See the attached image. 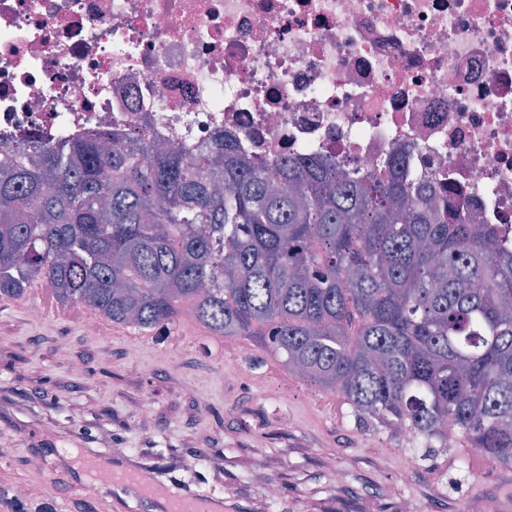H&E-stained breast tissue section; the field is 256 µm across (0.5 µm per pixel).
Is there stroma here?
I'll return each instance as SVG.
<instances>
[{
    "label": "stroma",
    "mask_w": 512,
    "mask_h": 512,
    "mask_svg": "<svg viewBox=\"0 0 512 512\" xmlns=\"http://www.w3.org/2000/svg\"><path fill=\"white\" fill-rule=\"evenodd\" d=\"M34 302L28 293L0 305V448L9 451L0 483L29 473L35 454L18 434L30 422L52 426L59 445L65 428L74 425L91 436L109 429L149 466H172L192 450L221 449L225 494L255 503L262 489L250 473L255 462L264 461L280 489L266 512H327L341 495L361 502V512H400L404 499L415 512H463L469 497L481 496L492 508L501 488L512 487V464L497 462L479 476L456 464V449L422 448L414 466L405 469L396 456L406 453V445L387 425L358 420L348 406L341 422L321 427L309 418L305 397L283 406L262 395L252 376L261 372L268 353L257 340H248L249 357L228 385L215 375V358L198 350L214 340L201 324L159 353L146 330L125 326L104 343L77 318L50 311L32 321ZM187 383L197 394L180 393ZM145 397L154 414L142 423L137 409ZM284 415L293 422L285 431L278 426ZM336 465L347 469L345 483L335 482Z\"/></svg>",
    "instance_id": "35a3bbf8"
}]
</instances>
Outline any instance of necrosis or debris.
Segmentation results:
<instances>
[{
	"label": "necrosis or debris",
	"mask_w": 512,
	"mask_h": 512,
	"mask_svg": "<svg viewBox=\"0 0 512 512\" xmlns=\"http://www.w3.org/2000/svg\"><path fill=\"white\" fill-rule=\"evenodd\" d=\"M144 125L190 165L392 161L512 242V0H0V163Z\"/></svg>",
	"instance_id": "4bbe7bcc"
}]
</instances>
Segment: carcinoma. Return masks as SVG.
<instances>
[{
  "label": "carcinoma",
  "instance_id": "1",
  "mask_svg": "<svg viewBox=\"0 0 512 512\" xmlns=\"http://www.w3.org/2000/svg\"><path fill=\"white\" fill-rule=\"evenodd\" d=\"M36 149L0 169V295L41 278L139 330L186 311L361 420L512 462V245L492 226L395 166L332 184L321 163L250 168L225 143L210 172L141 130Z\"/></svg>",
  "mask_w": 512,
  "mask_h": 512
}]
</instances>
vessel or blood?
I'll return each mask as SVG.
<instances>
[{"label":"vessel or blood","instance_id":"1","mask_svg":"<svg viewBox=\"0 0 512 512\" xmlns=\"http://www.w3.org/2000/svg\"><path fill=\"white\" fill-rule=\"evenodd\" d=\"M86 433L77 427L67 434L65 451L56 453L74 487L82 489L99 474H106L112 512H125L128 501H136L139 512H247L244 498L225 497L215 488H183L124 457L108 458L88 452Z\"/></svg>","mask_w":512,"mask_h":512}]
</instances>
